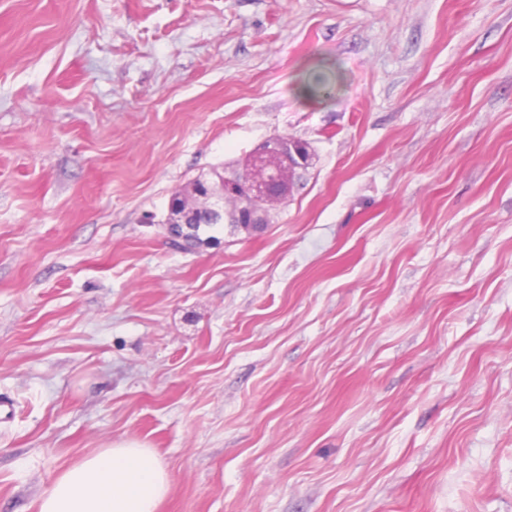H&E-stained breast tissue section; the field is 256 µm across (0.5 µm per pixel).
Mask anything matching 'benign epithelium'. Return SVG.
Listing matches in <instances>:
<instances>
[{
	"label": "benign epithelium",
	"instance_id": "7a95c632",
	"mask_svg": "<svg viewBox=\"0 0 512 512\" xmlns=\"http://www.w3.org/2000/svg\"><path fill=\"white\" fill-rule=\"evenodd\" d=\"M302 155V143L287 137L268 139L251 152L249 164L273 169L276 178L251 180L246 178L245 172L233 171L222 176L217 185L210 182L204 184L205 193L186 192L180 196V200L188 207L216 213L224 209V197L233 196L239 208L248 212L251 220L255 221L277 199L280 182L292 184L296 170L304 167Z\"/></svg>",
	"mask_w": 512,
	"mask_h": 512
}]
</instances>
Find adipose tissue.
<instances>
[{"label": "adipose tissue", "mask_w": 512, "mask_h": 512, "mask_svg": "<svg viewBox=\"0 0 512 512\" xmlns=\"http://www.w3.org/2000/svg\"><path fill=\"white\" fill-rule=\"evenodd\" d=\"M171 479L152 449L124 440L63 471L38 512H157Z\"/></svg>", "instance_id": "1"}]
</instances>
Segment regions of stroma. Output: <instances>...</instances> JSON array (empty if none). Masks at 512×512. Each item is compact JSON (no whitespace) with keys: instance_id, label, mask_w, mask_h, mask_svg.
Wrapping results in <instances>:
<instances>
[{"instance_id":"35a3bbf8","label":"stroma","mask_w":512,"mask_h":512,"mask_svg":"<svg viewBox=\"0 0 512 512\" xmlns=\"http://www.w3.org/2000/svg\"><path fill=\"white\" fill-rule=\"evenodd\" d=\"M127 439L158 512H512V0H0V512ZM276 140V141H275ZM304 144L287 137L267 139L251 152L249 165L273 169L281 181L291 187L293 176L297 169L304 168ZM299 162L300 164L296 163ZM280 180L264 179L251 180L245 175V168L241 172L232 171L228 176L224 175L218 186L208 182L204 183L205 194L196 191L185 192L179 195L187 207H200L211 213L226 211L233 213L236 206L228 209L224 206V196H233L237 199L240 210L250 214L251 221H256L258 216L277 199ZM187 224L190 229L188 238L191 240L193 246H200L204 244L205 240L201 238L200 232L205 228L213 227L220 223L219 219L214 218L208 212H188Z\"/></svg>"}]
</instances>
